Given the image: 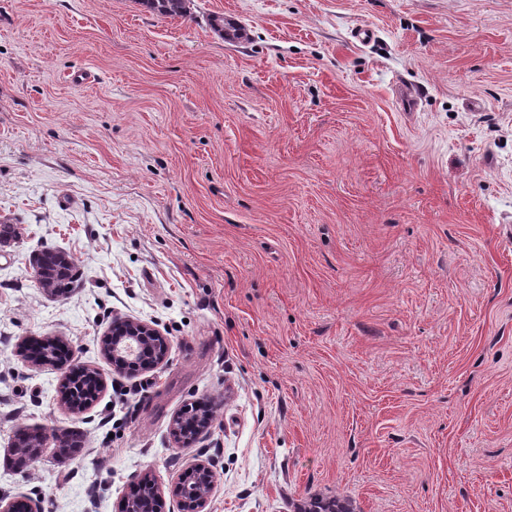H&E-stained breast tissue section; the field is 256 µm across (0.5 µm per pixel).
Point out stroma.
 Here are the masks:
<instances>
[{
	"label": "stroma",
	"mask_w": 512,
	"mask_h": 512,
	"mask_svg": "<svg viewBox=\"0 0 512 512\" xmlns=\"http://www.w3.org/2000/svg\"><path fill=\"white\" fill-rule=\"evenodd\" d=\"M1 224L0 496L115 512L148 472L179 512L202 460L208 512H512V0H0ZM118 318L167 361L113 371ZM47 337L105 377L87 411ZM151 10L167 17H186L190 15L193 0H141ZM76 266L72 257L55 248H44L34 258V278L41 288L56 295L71 291ZM294 512H354L351 504L339 497H315L294 504Z\"/></svg>",
	"instance_id": "1"
}]
</instances>
